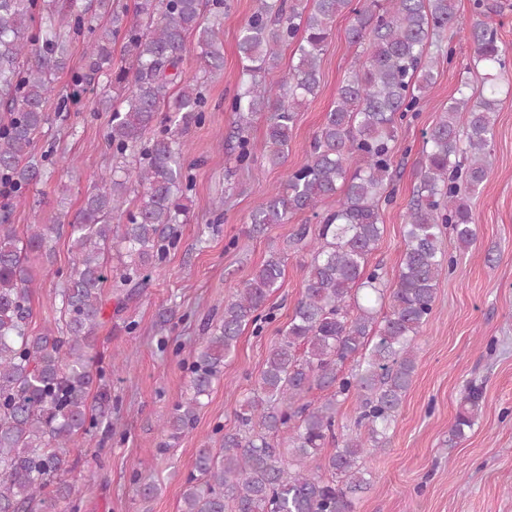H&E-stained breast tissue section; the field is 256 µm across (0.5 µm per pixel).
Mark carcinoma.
Returning a JSON list of instances; mask_svg holds the SVG:
<instances>
[{
    "instance_id": "cac0c4a2",
    "label": "carcinoma",
    "mask_w": 512,
    "mask_h": 512,
    "mask_svg": "<svg viewBox=\"0 0 512 512\" xmlns=\"http://www.w3.org/2000/svg\"><path fill=\"white\" fill-rule=\"evenodd\" d=\"M112 0H0V179L12 187L0 202V512H63L74 487L62 479L69 449L94 418L112 420L103 387L88 398L101 375L94 372L95 331L102 323L103 287L113 283L118 303L147 284L146 271L176 247L175 225L188 217L191 190L180 138L204 121L202 86L183 75L188 37L196 36L203 68L224 67L221 25L225 0H139L129 22ZM480 15L467 39L473 53L467 73L484 70L480 92L462 81L457 95L423 133L418 186L405 214V245L393 283L368 258L384 232L380 200L393 190L398 126L420 111L435 83L439 60L453 61L445 44L458 29L457 0H256L239 32L237 49L250 82L232 102L237 134L261 112L270 113L258 153L281 167L296 109L316 94L319 59L336 17L349 14L352 43L367 57L351 66L336 105L315 133L311 155L250 214L248 234L259 235L298 213L316 212L326 199L336 208L312 237L301 297L281 336L268 350L257 384L224 433L222 448L197 450L187 476L182 512H355V496L370 479L362 457L387 443L416 368L415 340L433 312L436 285L454 261L442 252L443 231L463 248L476 241L465 192L476 193L490 166L498 84L508 51L491 18L494 5L473 0ZM90 33L84 71L75 83L95 85L112 61V43L123 36L128 68L112 79L120 106L107 93L98 105L111 113L107 148L121 158L101 170L68 222L71 261L57 289L60 319L34 334L32 293L36 263L52 262L51 225L29 224L19 233L13 210L41 175L37 142L50 117L44 105L55 76L67 66L71 43ZM296 44L298 62L281 80H258L278 66L277 47ZM163 130L152 133L155 126ZM239 139L237 161L255 153ZM359 165L350 167V160ZM139 197L133 209L130 195ZM117 252L118 265L104 260ZM284 258L273 252L224 301L219 323L192 351L189 397L161 420L176 440L197 420L224 362L247 325L274 320L269 297L281 288ZM327 391L317 403L313 389ZM356 401L364 432L338 433V406ZM471 390L460 404L449 442L465 437L481 412ZM287 435L285 448L277 442ZM329 443L336 450L322 457Z\"/></svg>"
}]
</instances>
